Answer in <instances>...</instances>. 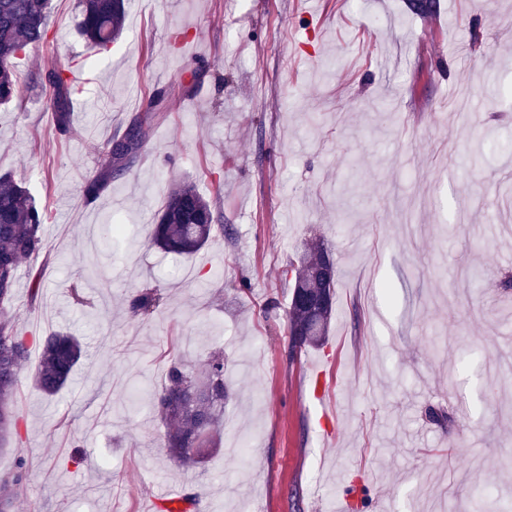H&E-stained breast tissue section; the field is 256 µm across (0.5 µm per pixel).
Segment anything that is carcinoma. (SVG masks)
Returning <instances> with one entry per match:
<instances>
[{"instance_id":"obj_1","label":"carcinoma","mask_w":512,"mask_h":512,"mask_svg":"<svg viewBox=\"0 0 512 512\" xmlns=\"http://www.w3.org/2000/svg\"><path fill=\"white\" fill-rule=\"evenodd\" d=\"M129 0H79V32L85 41L106 51L124 29ZM49 0H0V101L14 97L22 82L36 77L26 68L30 49L48 39ZM45 91L54 106L56 129H70L72 88L65 69H53L45 75ZM140 137L132 153L112 156L105 151L102 173L85 186V196L96 197L112 178V171L131 167L143 144L146 131L137 124ZM220 215L213 204L193 185L174 187L159 212L152 243L161 250L189 257L210 241ZM45 214L22 183L0 178V447L18 436L14 413L19 374L29 359V343L15 325L11 313L14 287L22 260L40 255L46 244L42 225ZM333 256L323 243H312L300 255L294 267L292 297L286 314L289 335L288 356L293 359L309 347L323 345L335 304L336 279L326 283L320 278L324 259ZM162 300L158 288H142L131 300V316L153 312ZM39 365L35 387L52 397L71 380L84 356L78 337L54 332L39 342ZM230 391L224 384V354L216 352L198 371H190L181 360L168 364L164 380L153 393L155 412L166 428L164 447L175 462L195 466L215 450L221 439L224 403ZM28 469L23 457L0 480V512H7L26 489Z\"/></svg>"}]
</instances>
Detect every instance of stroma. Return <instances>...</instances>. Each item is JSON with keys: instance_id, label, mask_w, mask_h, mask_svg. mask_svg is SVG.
I'll list each match as a JSON object with an SVG mask.
<instances>
[{"instance_id": "obj_1", "label": "stroma", "mask_w": 512, "mask_h": 512, "mask_svg": "<svg viewBox=\"0 0 512 512\" xmlns=\"http://www.w3.org/2000/svg\"><path fill=\"white\" fill-rule=\"evenodd\" d=\"M76 5L52 0L28 58L76 74L70 132L37 83L0 105V176L47 216L12 304L31 349L20 448L0 452V475L28 463L11 512H156L162 488L197 494L198 512H296L295 486L297 512H471L480 489L512 504V383L496 363L512 352L497 287L512 273V0L426 16L408 0H132L103 53ZM157 94L136 162L87 199L106 144ZM183 181L224 216L191 258L150 244ZM111 218L124 233L109 246ZM309 239L333 250L336 310L325 344L291 362ZM155 286L160 307L131 317ZM59 330L86 355L49 398L33 377ZM216 349L234 397L220 447L184 469L148 393L172 355L196 370ZM163 299L159 288H142L131 300L129 312L131 316H145L153 312Z\"/></svg>"}]
</instances>
